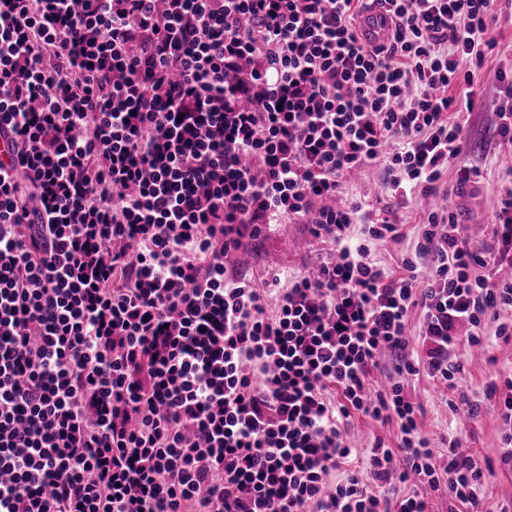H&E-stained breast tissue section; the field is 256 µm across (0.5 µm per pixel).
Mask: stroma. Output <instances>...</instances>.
<instances>
[{
    "mask_svg": "<svg viewBox=\"0 0 512 512\" xmlns=\"http://www.w3.org/2000/svg\"><path fill=\"white\" fill-rule=\"evenodd\" d=\"M498 9L499 18L490 30L498 45L485 67L475 75V106L469 114L460 154L462 163L481 170L477 182L468 186L458 207L459 221L477 247L491 242L493 212L505 187L501 175L506 168H512V155L500 152L494 126V114L501 98L495 72L512 67V0H500ZM343 192L345 199L361 202L367 208L391 207L399 211L405 222L403 240L375 242L370 252L373 261L399 268L402 257L412 250L416 241L422 209L414 202L398 200L386 193L376 172L352 173ZM319 248L304 225L292 224L287 231L268 229L258 240L247 241L235 260L243 273L258 278L271 268L291 272L309 268ZM461 364L463 369L457 376L456 390L440 388L424 376L409 381L406 390L422 408L418 421L433 447H447L449 437L453 436L460 439L479 465H494L485 507L487 512H495L499 501L512 498V471L498 465L501 419L495 402L486 398L485 388L490 376L512 375V341L491 340L487 348L472 349ZM473 404L478 411L471 416L467 410Z\"/></svg>",
    "mask_w": 512,
    "mask_h": 512,
    "instance_id": "35a3bbf8",
    "label": "stroma"
}]
</instances>
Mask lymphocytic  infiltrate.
I'll list each match as a JSON object with an SVG mask.
<instances>
[{"mask_svg": "<svg viewBox=\"0 0 512 512\" xmlns=\"http://www.w3.org/2000/svg\"><path fill=\"white\" fill-rule=\"evenodd\" d=\"M384 2L369 48L367 0H0V512H485L405 383L454 388L461 342L512 339V187L482 248L426 210L399 274L370 258L398 211L338 198L377 164L404 199L479 177L458 157L497 0ZM288 223L318 265L242 275ZM486 396L512 470V377ZM356 414L397 448L353 461ZM391 28V15L384 7L374 3L363 13L358 26V35L363 43L378 45L389 39Z\"/></svg>", "mask_w": 512, "mask_h": 512, "instance_id": "1", "label": "lymphocytic infiltrate"}]
</instances>
